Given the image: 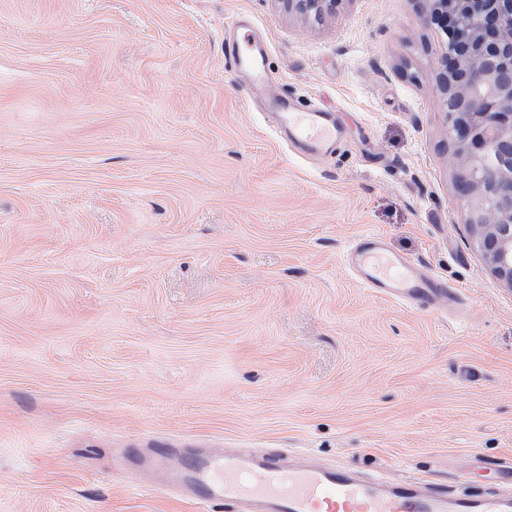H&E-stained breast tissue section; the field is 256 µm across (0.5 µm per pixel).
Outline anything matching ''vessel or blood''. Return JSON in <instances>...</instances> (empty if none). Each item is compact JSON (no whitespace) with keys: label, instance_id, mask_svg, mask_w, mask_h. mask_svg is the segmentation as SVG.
<instances>
[{"label":"vessel or blood","instance_id":"vessel-or-blood-1","mask_svg":"<svg viewBox=\"0 0 512 512\" xmlns=\"http://www.w3.org/2000/svg\"><path fill=\"white\" fill-rule=\"evenodd\" d=\"M266 53V44L252 38L224 41L227 65L249 69L258 84L266 79ZM269 110L278 118L279 132L308 152H331L343 136L337 113L297 111L285 95L270 102ZM346 262L366 288L383 297L416 306H457V289L391 253L380 233L359 235ZM129 468L147 489L170 491L197 504H220L225 512H512L511 467L497 470L491 492L468 493L423 478H366L310 457L287 462L279 449L187 453L153 439L147 449L130 452Z\"/></svg>","mask_w":512,"mask_h":512}]
</instances>
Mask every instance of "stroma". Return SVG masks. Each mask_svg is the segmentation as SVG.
<instances>
[{
	"label": "stroma",
	"instance_id": "stroma-1",
	"mask_svg": "<svg viewBox=\"0 0 512 512\" xmlns=\"http://www.w3.org/2000/svg\"><path fill=\"white\" fill-rule=\"evenodd\" d=\"M242 18L334 155L225 69ZM442 51L420 0H0V512H192L117 476L154 435L471 492V454L512 465V287L456 201ZM367 231L461 309L364 287ZM288 5V10L296 14L310 17L317 13L323 17L336 12L344 0H282ZM269 110L278 118L279 132L310 153L332 152L336 142L343 138V125L335 112L320 108L297 112L287 95L270 102Z\"/></svg>",
	"mask_w": 512,
	"mask_h": 512
}]
</instances>
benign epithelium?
Listing matches in <instances>:
<instances>
[{"mask_svg":"<svg viewBox=\"0 0 512 512\" xmlns=\"http://www.w3.org/2000/svg\"><path fill=\"white\" fill-rule=\"evenodd\" d=\"M308 17L344 0H283ZM429 23L446 37L439 73L448 111L455 178L472 240L512 287V0H424Z\"/></svg>","mask_w":512,"mask_h":512,"instance_id":"1","label":"benign epithelium"}]
</instances>
